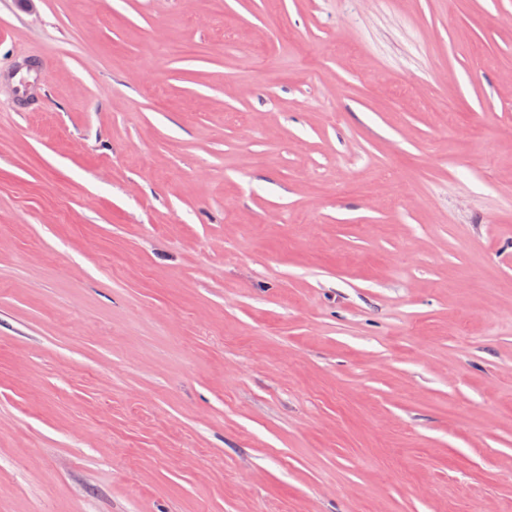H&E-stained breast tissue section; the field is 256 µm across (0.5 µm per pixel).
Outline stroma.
Returning a JSON list of instances; mask_svg holds the SVG:
<instances>
[{
  "label": "stroma",
  "instance_id": "stroma-1",
  "mask_svg": "<svg viewBox=\"0 0 512 512\" xmlns=\"http://www.w3.org/2000/svg\"><path fill=\"white\" fill-rule=\"evenodd\" d=\"M0 512H512V0H0Z\"/></svg>",
  "mask_w": 512,
  "mask_h": 512
}]
</instances>
